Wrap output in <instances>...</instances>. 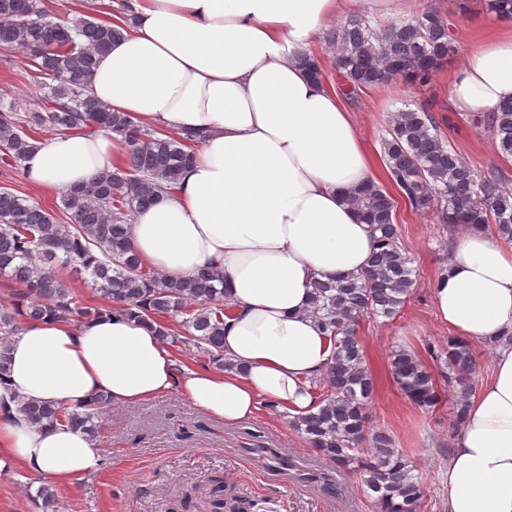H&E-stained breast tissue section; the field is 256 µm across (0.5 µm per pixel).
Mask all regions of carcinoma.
Wrapping results in <instances>:
<instances>
[{"label":"carcinoma","mask_w":512,"mask_h":512,"mask_svg":"<svg viewBox=\"0 0 512 512\" xmlns=\"http://www.w3.org/2000/svg\"><path fill=\"white\" fill-rule=\"evenodd\" d=\"M488 10L512 20V0H486ZM451 22L429 7L409 18L381 22L350 15L326 34L336 75L349 94L396 83L425 87L448 62L453 50ZM125 21H75L49 11L42 0H0V51L21 53L33 78L45 89L43 111L20 114L0 104V167L14 180L26 178L24 159L38 136L48 130L94 129L115 134L124 151L120 166L85 186L62 193L71 223L60 224L38 203L0 188V274L17 285L13 308H0V375L8 364V341L26 320L53 317L82 320L112 311L141 313L159 326L169 344L194 347L218 367L224 361V274L202 268L191 277L169 280L142 265L131 245L129 224L144 206L177 184L193 158L201 134L148 130L130 115L93 98L89 84L99 56L124 37ZM307 75L325 76L321 61L308 49H295ZM473 123L491 132L497 153L512 159V100ZM447 122L432 107L406 104L390 113L381 157L394 192L369 182L349 203L379 232V250L359 276L316 280L310 312L332 343L325 370L309 379L315 410L288 416L289 426L323 458L359 474L379 512H417L425 496L424 479L395 440L370 425L368 404L375 381L358 328L364 317L395 319L416 286L415 270L395 223L397 200L416 212H430L454 231L465 225L491 228L512 244V188L497 172L469 165L442 131ZM87 272L106 304L87 307L58 274L56 266ZM179 323L183 334L171 328ZM427 359L406 346L392 350L391 371L402 394L422 410L441 402L438 381L453 392L449 428L458 432L475 393L478 359L471 344L428 343ZM110 404L103 395L82 412L18 401L17 411L32 426L66 422L89 435L99 434L98 418ZM43 512H56V494L42 486Z\"/></svg>","instance_id":"cac0c4a2"}]
</instances>
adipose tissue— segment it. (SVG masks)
<instances>
[{
  "mask_svg": "<svg viewBox=\"0 0 512 512\" xmlns=\"http://www.w3.org/2000/svg\"><path fill=\"white\" fill-rule=\"evenodd\" d=\"M354 0H129L133 29L101 55L91 94L139 125L202 130L173 192L136 215L131 244L143 265L170 279L210 267L224 275L231 371L186 370L156 325L112 314L26 321L0 375V472L23 469L58 485L101 469L99 441L56 422L35 428L23 399L82 409L103 393L135 404L179 389L232 425L261 404L300 414L332 345L309 313L314 280L356 275L377 234L347 202L375 180L372 157L336 89L311 80L289 50ZM464 112L512 99V32L470 52L448 82ZM109 132L67 131L37 143L28 181L60 192L113 171ZM440 318L464 339L512 331V252L487 229L455 234L432 287ZM448 512H512V346L497 349L490 377L470 400L445 471Z\"/></svg>",
  "mask_w": 512,
  "mask_h": 512,
  "instance_id": "ef3b65f1",
  "label": "adipose tissue"
}]
</instances>
